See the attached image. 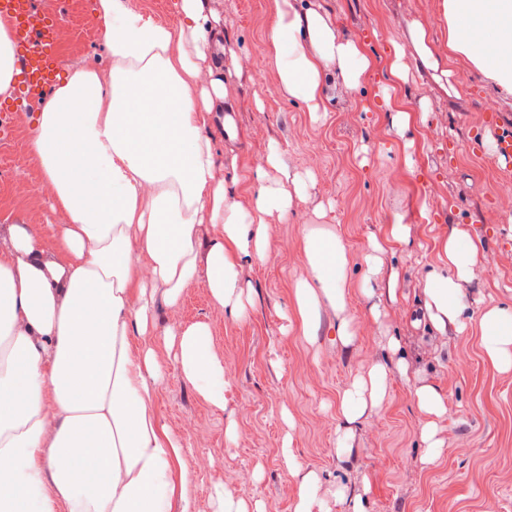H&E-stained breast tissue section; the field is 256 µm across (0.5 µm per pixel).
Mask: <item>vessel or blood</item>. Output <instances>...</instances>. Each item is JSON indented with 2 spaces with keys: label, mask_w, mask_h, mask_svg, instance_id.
<instances>
[{
  "label": "vessel or blood",
  "mask_w": 512,
  "mask_h": 512,
  "mask_svg": "<svg viewBox=\"0 0 512 512\" xmlns=\"http://www.w3.org/2000/svg\"><path fill=\"white\" fill-rule=\"evenodd\" d=\"M1 15L13 23L19 89L27 102H38L61 74L58 30L63 17L45 12L37 0H0ZM485 125L496 135L499 155L512 158V128L503 125L493 111L486 113Z\"/></svg>",
  "instance_id": "1"
}]
</instances>
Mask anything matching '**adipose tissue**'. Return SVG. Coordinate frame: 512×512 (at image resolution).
I'll return each mask as SVG.
<instances>
[{
	"label": "adipose tissue",
	"mask_w": 512,
	"mask_h": 512,
	"mask_svg": "<svg viewBox=\"0 0 512 512\" xmlns=\"http://www.w3.org/2000/svg\"><path fill=\"white\" fill-rule=\"evenodd\" d=\"M174 8L171 25L130 0H97L108 66L73 70L43 100L30 134L64 219L47 230L0 224V512H193L183 448L154 410L161 366L146 342L153 296L160 290L177 303L200 279L225 316L242 321L257 297L243 271L274 253L268 217H288L314 185L313 173L291 171L274 143L251 172L249 206L238 202L241 178L223 173L212 135L224 121L226 88L210 50L224 27L202 0H175ZM441 13L447 52L433 47L424 23L408 25L420 62L441 73L463 58L512 94V0H441ZM262 52L277 65L282 96L314 115L327 73L355 90L373 68L363 45L342 36L326 10L301 11L295 0H275ZM203 224L213 230L205 245ZM410 244L407 225L394 220L384 242L371 245L361 296L376 295L388 248ZM480 248L461 228L440 242L423 288L435 328H466L462 284ZM301 251L309 274L291 291L299 329L316 335L326 304L336 313L337 340L351 345L342 236L305 226ZM478 331L486 360L512 370V306L482 311ZM166 334L183 377L223 409L230 383L211 353L209 324ZM387 350L390 361L363 365L339 396L337 459L348 457L366 412L383 408L391 372H408L396 337ZM412 404L421 461L435 464L444 449L445 397L420 385ZM283 458L298 481L293 512H325L319 476L292 448Z\"/></svg>",
	"instance_id": "obj_1"
}]
</instances>
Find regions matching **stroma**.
<instances>
[{
  "label": "stroma",
  "instance_id": "obj_1",
  "mask_svg": "<svg viewBox=\"0 0 512 512\" xmlns=\"http://www.w3.org/2000/svg\"><path fill=\"white\" fill-rule=\"evenodd\" d=\"M320 4L338 32L362 43L375 67L359 89H346L335 77L325 79L326 114L312 121L303 103L285 100L272 58L260 51L270 35L273 0H203L205 12L224 22L222 69L227 98L224 109L236 113L235 140L224 143L223 163H236L243 181L238 195L249 205L248 177L270 144L286 153L291 170L312 171L315 186L288 219L268 220L278 257L254 263L243 277L258 297L244 322L226 319L202 282L185 288L176 305L155 293L148 338L163 371L154 410L180 440L192 480L194 512H214L212 497L224 488L248 506L265 512H293L298 491L282 459L284 437L304 467L316 471L323 489L344 485L366 491L368 512H512V372L496 371L485 359L476 328L437 331L423 321L424 275L437 260L438 242L452 228L482 240L474 271L462 287L473 311L512 304V212L495 211L498 192L512 191V159L476 155L467 148L474 134L493 140L484 126L489 108L512 126V96L487 83L464 60L454 61L450 87L436 82L419 61L407 37L415 20L428 27L436 48L447 32L440 19L441 0H303ZM61 15L81 9L90 25L78 48L66 51L63 73L78 66L106 67L101 42L103 23L95 0H39ZM402 54L407 81L389 72ZM251 67H242L243 57ZM393 86L384 101L381 85ZM411 111L405 133L390 124L389 104ZM23 113L9 141L0 142V224L55 223L53 197L32 193L43 174L29 147L35 114L10 102L0 116ZM321 160L309 165L308 156ZM403 215L412 244L384 256V277L394 294L366 300L348 297L357 341L342 348L332 341L335 311L321 309L317 335L290 328L291 288L308 269L300 251L305 225L335 228L348 248V274L359 281L367 270L369 244L384 240L395 215ZM379 306L372 315L371 306ZM197 321L212 331V352L223 362L230 383L228 401L217 410L204 402L181 374L175 349L164 331ZM396 336L412 361L408 376L392 373L388 401L368 412L358 425L348 459L336 458V407L341 390L371 360H387L385 335ZM469 366L458 370L456 359ZM441 388L448 405L441 426V459L431 467L420 462L422 443L412 405L414 386ZM287 398H279V391ZM236 422L237 441L225 435ZM466 445L467 455L457 446Z\"/></svg>",
  "mask_w": 512,
  "mask_h": 512
}]
</instances>
